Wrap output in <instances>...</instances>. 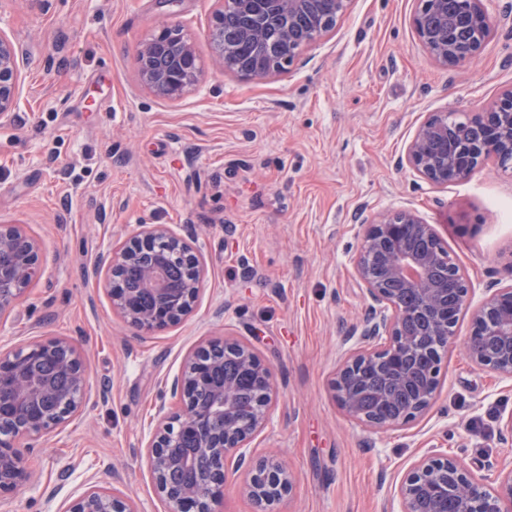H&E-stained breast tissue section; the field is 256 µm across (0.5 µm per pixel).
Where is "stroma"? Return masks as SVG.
<instances>
[{"label":"stroma","instance_id":"1","mask_svg":"<svg viewBox=\"0 0 512 512\" xmlns=\"http://www.w3.org/2000/svg\"><path fill=\"white\" fill-rule=\"evenodd\" d=\"M212 6L0 0V29L29 52L19 108L0 125V225L35 236L42 266L0 320V347L69 338L89 381L82 411L35 441L33 478L0 496V512H58L94 484L165 512L145 435L184 355L224 336L250 343L269 370L273 404L253 453L293 472L284 512H399L401 478L431 450L478 476L512 462L501 433L512 382L466 357L469 319L413 425L372 431L330 390L342 340L366 311L353 260L379 214L406 208L432 224L475 300L512 283V171L490 161L438 186L406 162L429 113L479 112L512 87V0H494L498 23L480 53L448 66L419 41L416 0H350L288 73L250 80L214 61ZM163 19L202 68L176 102L136 77L135 50ZM145 224L171 225L205 272L190 317L136 336L94 266Z\"/></svg>","mask_w":512,"mask_h":512}]
</instances>
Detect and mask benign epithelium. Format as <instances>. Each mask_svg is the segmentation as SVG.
<instances>
[{
	"mask_svg": "<svg viewBox=\"0 0 512 512\" xmlns=\"http://www.w3.org/2000/svg\"><path fill=\"white\" fill-rule=\"evenodd\" d=\"M209 31L217 60L242 78L287 72L300 53L320 43L346 13L350 0H213ZM489 0H417L413 26L430 57L453 65L474 58L493 27ZM232 8L245 19L242 38L261 45L277 26L284 49L276 56L253 54L232 63L220 20ZM27 52L0 29V121L11 119L20 98L21 63ZM141 86L175 101L199 83L194 45L182 30L162 25L136 50ZM451 112H432L406 150V161L429 182L466 180L486 158L512 165V87L483 112L466 117L471 134L455 146ZM368 300L360 327L343 339L345 348L331 381L333 398L353 420L374 430L407 426L431 407L440 361L460 319L470 316L464 342L468 359L512 381V284L472 305V288L448 256L430 224L413 211L396 209L364 225L353 260ZM40 273L39 243L16 224L0 225V316L10 311ZM95 274L109 285L113 307L134 333L163 331L190 315L200 292L203 266L186 240L168 224H145L121 248L98 259ZM210 340L189 352L170 390L178 399L180 430L172 433L166 403L156 407L145 445L149 473L168 512H213L227 475L226 461L247 469L244 492L255 512H281L291 496L292 473L279 462L247 454L268 422L272 389L267 367L247 344ZM88 390L79 346L46 337L16 350H0V422L33 440L64 426L84 405ZM14 441H0V495L27 482V454ZM205 455V480L193 486L176 478L196 469ZM401 512H512V466H500L490 484L457 457L424 454L402 478ZM59 512H140L134 501L97 485Z\"/></svg>",
	"mask_w": 512,
	"mask_h": 512,
	"instance_id": "1",
	"label": "benign epithelium"
}]
</instances>
